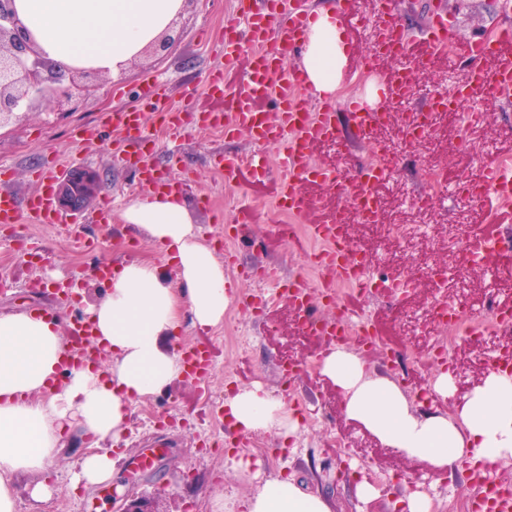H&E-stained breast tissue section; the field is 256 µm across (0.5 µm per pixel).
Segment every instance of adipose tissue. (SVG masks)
Masks as SVG:
<instances>
[{
	"instance_id": "adipose-tissue-1",
	"label": "adipose tissue",
	"mask_w": 512,
	"mask_h": 512,
	"mask_svg": "<svg viewBox=\"0 0 512 512\" xmlns=\"http://www.w3.org/2000/svg\"><path fill=\"white\" fill-rule=\"evenodd\" d=\"M184 0H15L19 18L43 55L70 69L114 74L156 41ZM345 34L333 11L319 9L302 50V67L317 92L334 94ZM125 223L144 231L174 264L169 282L151 260L116 267L105 296L87 313L108 367L64 368L69 346L57 317L41 312L0 314V512H14L12 477L43 473L75 435H93L98 449L78 462L73 481L91 487L111 480L110 446L118 442L132 406L180 379L184 365L167 341L177 340L183 314L194 326L223 323L231 283L181 195L132 201ZM320 371L341 389L347 415L386 445L440 466L512 461V374L489 373L455 414H420L395 381L369 374L355 353L337 347ZM225 409L236 429L295 435L294 411L261 384L231 395ZM244 512H331L327 498L292 478H268Z\"/></svg>"
}]
</instances>
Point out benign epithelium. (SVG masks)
Masks as SVG:
<instances>
[{
  "mask_svg": "<svg viewBox=\"0 0 512 512\" xmlns=\"http://www.w3.org/2000/svg\"><path fill=\"white\" fill-rule=\"evenodd\" d=\"M96 70H73L51 64L20 20L15 0H0V127L26 118L25 101L32 96L51 95L61 114L73 112L71 83L77 78L97 76ZM101 182L100 174L85 167L72 168L59 183V207L81 212ZM146 495L126 500L121 512H161Z\"/></svg>",
  "mask_w": 512,
  "mask_h": 512,
  "instance_id": "1",
  "label": "benign epithelium"
}]
</instances>
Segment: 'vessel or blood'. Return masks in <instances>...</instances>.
I'll list each match as a JSON object with an SVG mask.
<instances>
[{
    "label": "vessel or blood",
    "instance_id": "vessel-or-blood-1",
    "mask_svg": "<svg viewBox=\"0 0 512 512\" xmlns=\"http://www.w3.org/2000/svg\"><path fill=\"white\" fill-rule=\"evenodd\" d=\"M303 0H238V12L243 30L222 34L218 53L223 65L210 69L205 77L207 92L203 99L185 109L171 108L165 102V87L153 82L140 108L119 110L105 115L104 120L121 132L126 145L143 150L150 136L139 118L141 109L155 112L159 124L172 135H180L188 123L205 128H223L225 134L247 131L259 149L246 160L228 159L225 174L246 184L268 190L279 207L296 221L305 224L311 237L324 244L322 251L307 258L308 265L323 269V293H330L337 280L358 284L370 278L371 265L357 258L348 235L349 222L376 223L381 212V198L376 192L386 176L385 171L356 166L349 171L336 168L334 156L321 153V145H334L341 131L332 109L316 112L302 95L308 87L303 70L287 69L282 65L284 52L295 50L304 37L309 19L302 9ZM378 29L387 30L397 53L411 55L416 66L424 68L446 54L447 22L441 13L432 16V36L425 43L412 44L404 26L395 20H377ZM346 60L361 59L367 73L379 75L384 81L389 99L407 93L408 82L403 72L381 69L387 51L376 49L362 52L355 39H347ZM456 51L466 65L472 81V94L484 89L496 90L498 100L512 98V29L506 28L488 39L456 44ZM276 105L278 124H271L269 105ZM373 109L359 108L351 112L350 122L359 140L376 144ZM281 143L285 170L280 179H272L262 149L269 142ZM62 168L55 159H48L34 171L39 192L19 198L11 190L0 189V224L18 228L21 222L60 224L64 217L55 201L54 186L61 178ZM484 186L482 202L494 211L512 208V168L488 164L481 178ZM350 190L354 205L342 212L336 205L337 183ZM322 196H315V189ZM499 225L485 224L476 228L469 242V257L474 264L487 266V249L500 241ZM296 320L298 334L317 342L332 343L337 325L344 315L320 320L308 315L310 292L304 281H294L284 288ZM212 361L204 347L190 348L185 357L188 378L202 380Z\"/></svg>",
    "mask_w": 512,
    "mask_h": 512
}]
</instances>
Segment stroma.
<instances>
[{
	"label": "stroma",
	"mask_w": 512,
	"mask_h": 512,
	"mask_svg": "<svg viewBox=\"0 0 512 512\" xmlns=\"http://www.w3.org/2000/svg\"><path fill=\"white\" fill-rule=\"evenodd\" d=\"M437 4L447 11L448 36L454 42L486 37L501 25L494 0H391L390 8L413 39L423 40L429 36L431 12ZM233 17L234 0H188L179 39L166 54L138 58L117 75L81 79L75 92L79 109L72 114L55 115L49 98H29L24 105L27 120L0 131V169L10 172L9 185L20 195L38 191L31 172L49 157L56 158L63 169L83 166L104 176L99 193L85 210L86 220L24 226L28 242L44 249L41 261H23L16 237L11 231L0 230L1 312L47 309L66 328L82 318L90 303L103 297L106 284L97 276L100 260L121 264L132 251L138 258L162 262L160 246L121 218L129 202L148 194L139 185L144 167L160 175L172 172L192 178L186 199L203 241L216 258L228 252L237 257L236 264L225 267L236 299L226 310L223 324L201 332L190 318L182 320L181 345L207 343L217 352L207 377L175 381L162 393L132 407L126 432L116 448L108 489H72L71 478L79 459L95 445L93 436H81L44 475L16 478V512H88L90 502L95 503V512H119L126 495L144 492L154 496L160 512H211L217 500L223 502V512H241L242 502L257 493L263 479L291 475L301 478L309 490L327 496L332 512H400L409 495L418 490L432 496L434 512H464L466 503L479 493L470 472L406 457L349 417L341 390L319 370V344L296 335L286 300H278L261 312L241 305L240 295L276 291L277 282L243 276V267L262 265L274 269L278 281L300 278L310 285L314 315L332 317L337 311L327 305L317 287L320 271L304 265L305 253L314 248L305 230L296 229L289 238L276 236L275 225L288 223V216L258 188L226 180L221 160L252 150L247 132L228 136L220 129L192 125L175 138L159 129L153 114L146 112L142 123L152 142L136 165L114 149V132L85 141L77 138L80 130L98 126L102 113L138 101L155 74L168 81L173 104H187L191 96L201 94L206 72L222 62L212 41ZM436 136L438 160L449 173L476 174V167L467 163L469 147L459 138L455 117H448ZM107 199L112 202L108 222H90V215L96 214ZM245 208L253 215L250 237L226 238L227 225ZM430 297L423 278L414 283L412 296L402 299L346 287L341 292L340 308L350 312L354 325L364 315H372L383 334L385 347L360 354L370 373L398 383L415 411L449 415L474 385L465 370L461 373L464 387L453 390L447 399L433 398L432 386L442 370L434 347L444 332L427 323L408 331L404 316L414 302ZM289 358L300 371L288 378L279 363ZM255 383L287 407L299 410L302 421L296 436L287 439L273 432L242 433L226 422L225 398ZM204 402L210 410L202 419L197 412ZM156 440L164 441V454L151 467L134 471V463ZM239 451L261 459L260 477L233 468L231 459ZM361 476L371 477L377 487L375 496H357ZM41 479L47 481L51 493L41 500L32 499L28 487Z\"/></svg>",
	"instance_id": "obj_1"
}]
</instances>
